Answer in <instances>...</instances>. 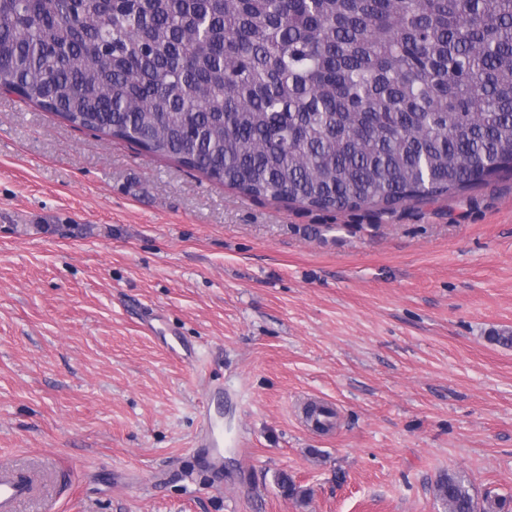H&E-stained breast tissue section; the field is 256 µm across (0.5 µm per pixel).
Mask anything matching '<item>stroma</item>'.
<instances>
[{"mask_svg":"<svg viewBox=\"0 0 512 512\" xmlns=\"http://www.w3.org/2000/svg\"><path fill=\"white\" fill-rule=\"evenodd\" d=\"M502 329L510 171L391 209H306L0 93V464L33 480L16 512H445L447 472L510 496ZM212 383L218 476L196 446Z\"/></svg>","mask_w":512,"mask_h":512,"instance_id":"obj_1","label":"stroma"}]
</instances>
